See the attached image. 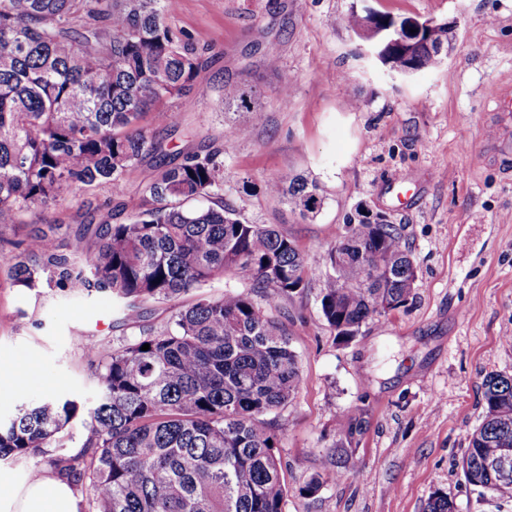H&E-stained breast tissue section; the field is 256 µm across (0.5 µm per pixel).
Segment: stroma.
<instances>
[{"label": "stroma", "mask_w": 512, "mask_h": 512, "mask_svg": "<svg viewBox=\"0 0 512 512\" xmlns=\"http://www.w3.org/2000/svg\"><path fill=\"white\" fill-rule=\"evenodd\" d=\"M353 3L171 0L172 26L213 57L190 100L174 104L176 127L151 131L172 152L223 147L225 206L274 225L308 258L335 246L360 203L404 227L415 289L349 344H338L322 318L320 278L280 301L303 377L298 397L275 417L289 486L284 512H423L437 491L456 512H512V495H480L461 470L485 414V378L512 376V111L498 102L512 92V0H367L394 17L458 20L446 63L407 77L361 56L360 39L344 24ZM229 78L257 87L262 122L223 112L220 90ZM351 100L358 109H348ZM228 123L247 127V135L225 138ZM154 164L148 156L131 167L121 194L101 186L0 226V370L17 387L0 393V419L24 402L77 401L55 455L80 451L87 411L101 397L103 369L86 344L117 348L138 329L122 321L109 295L14 285V245L35 225L55 222L64 250L92 246L87 220L111 221L117 207L138 211ZM285 173L318 182L325 204L315 217L301 219L266 192V182ZM401 174L413 183L400 199L394 180ZM349 412L365 422L353 452L359 471L299 496Z\"/></svg>", "instance_id": "stroma-1"}]
</instances>
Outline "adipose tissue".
Segmentation results:
<instances>
[{
    "instance_id": "ef3b65f1",
    "label": "adipose tissue",
    "mask_w": 512,
    "mask_h": 512,
    "mask_svg": "<svg viewBox=\"0 0 512 512\" xmlns=\"http://www.w3.org/2000/svg\"><path fill=\"white\" fill-rule=\"evenodd\" d=\"M10 486V496L0 501V512H78V500L67 481L39 476L12 482L0 475V486Z\"/></svg>"
}]
</instances>
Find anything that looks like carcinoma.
I'll return each mask as SVG.
<instances>
[{"label": "carcinoma", "instance_id": "obj_1", "mask_svg": "<svg viewBox=\"0 0 512 512\" xmlns=\"http://www.w3.org/2000/svg\"><path fill=\"white\" fill-rule=\"evenodd\" d=\"M168 14V0H0V225L20 224L29 210L80 190L108 185L118 194L143 156L157 159L141 211L86 225L96 244L77 257L57 243L60 225L35 228L16 244L14 283L106 293L134 324L145 320V302L178 299L226 274L261 298L229 291L199 299L122 347L89 345L88 353L103 355L102 396L88 411L81 451L49 463L63 477L88 481L92 512H283L288 485L268 415L296 399L303 378L273 312L317 275L322 317L347 344L367 321L408 301L416 267L400 227L358 207L320 262L270 225L198 205L224 191V148L171 159L145 125L148 118L177 125L170 104L188 97L210 59V49L173 28ZM404 22L365 6L344 18L358 37ZM458 38V28L444 25L409 50L387 40L385 64L397 72L437 68ZM253 95L225 81L224 110L260 119ZM266 191L302 217L323 205L318 185L300 175L270 181ZM483 400L463 473L484 492L512 495V477L487 469L502 440L512 441V377L488 376ZM78 409L70 399L20 405L0 422V458L53 447ZM362 432L361 418H346L338 459L310 474L299 494L348 477L356 467L349 447ZM451 505L435 492L425 512H452Z\"/></svg>", "mask_w": 512, "mask_h": 512}]
</instances>
